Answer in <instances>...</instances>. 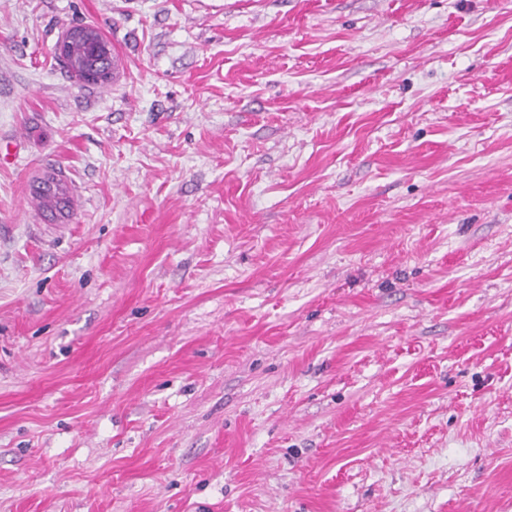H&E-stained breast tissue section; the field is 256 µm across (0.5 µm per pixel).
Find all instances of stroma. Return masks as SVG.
I'll return each mask as SVG.
<instances>
[{
    "label": "stroma",
    "instance_id": "35a3bbf8",
    "mask_svg": "<svg viewBox=\"0 0 512 512\" xmlns=\"http://www.w3.org/2000/svg\"><path fill=\"white\" fill-rule=\"evenodd\" d=\"M12 139L0 512H512V0H0ZM96 36L91 39L85 40H72L65 45L63 42L65 55L74 63L78 64L81 69H92L96 67L97 70H107L108 73L93 79H85L75 74L69 67L66 58H63L68 72L77 82L92 84L101 88L109 87L112 84V44L105 38V36L96 28ZM95 40H103L110 44V55L95 54L93 43ZM37 191L41 197L51 198L54 206L59 210L71 207L72 199L69 190L61 180L54 177L43 180L37 186Z\"/></svg>",
    "mask_w": 512,
    "mask_h": 512
}]
</instances>
